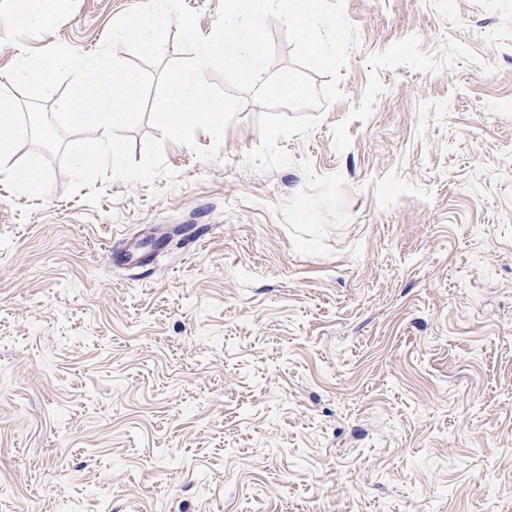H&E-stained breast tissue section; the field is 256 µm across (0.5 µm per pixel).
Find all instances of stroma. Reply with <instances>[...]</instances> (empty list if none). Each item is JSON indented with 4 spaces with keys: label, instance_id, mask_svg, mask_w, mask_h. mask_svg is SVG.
I'll return each instance as SVG.
<instances>
[{
    "label": "stroma",
    "instance_id": "obj_1",
    "mask_svg": "<svg viewBox=\"0 0 512 512\" xmlns=\"http://www.w3.org/2000/svg\"><path fill=\"white\" fill-rule=\"evenodd\" d=\"M345 13L344 97L284 143L345 178L331 254L267 210L303 172L244 166L253 103L219 160L166 143L172 189L0 183V512H512V0Z\"/></svg>",
    "mask_w": 512,
    "mask_h": 512
}]
</instances>
